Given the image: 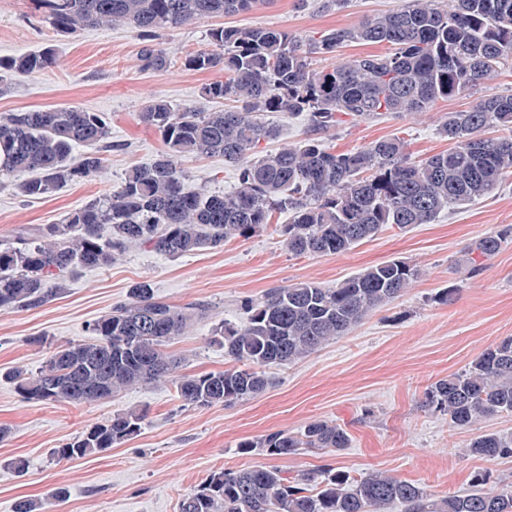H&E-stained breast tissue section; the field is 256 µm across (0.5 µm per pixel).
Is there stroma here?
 I'll return each instance as SVG.
<instances>
[{"label": "stroma", "mask_w": 512, "mask_h": 512, "mask_svg": "<svg viewBox=\"0 0 512 512\" xmlns=\"http://www.w3.org/2000/svg\"><path fill=\"white\" fill-rule=\"evenodd\" d=\"M401 0H348L324 12L299 0L233 16L209 18L160 32L171 64L162 71L141 68L142 43L130 27L89 28L76 35L56 31L35 0H0V59L51 48L54 63L16 78L0 95V113L29 108L79 106L108 113L112 149L104 170L40 198L19 193L14 179H0V239L28 228L61 222L70 211L111 193L131 167L152 163L161 137L140 114L151 100L174 108L209 109L206 84L217 71H190L185 56L206 48L208 29L222 25L266 27L303 38L356 26L395 8ZM512 93V65L476 92L438 100L428 112L394 118L348 120L327 139L336 151H354L399 136L413 157L448 151L438 133L441 116L468 109L475 96ZM190 190L224 193L236 171L223 157L184 161ZM512 224V179L494 194L406 230L383 227L351 249L326 256H295L269 230L239 237L217 248L173 258L133 245L112 266L83 269L63 290L36 309H0V374L12 368L37 370L58 346L88 339L87 327L127 301L130 288L149 282L156 298L209 311L169 345L187 374L221 371L231 359L213 338L221 321L242 324L243 303L268 289L300 281L333 287L369 267L398 259L420 266L421 277L401 296L368 314L347 334L288 365L268 367L267 390L232 405L197 407L182 402L166 383L132 388L101 402L74 406L23 399L0 377V512H15L24 497L40 498L56 487L70 491L49 512H179L182 497L215 471L276 464L289 474L330 463L360 476L382 472L417 483L434 498L469 488L475 472L488 476L487 490L512 485V458L488 461L471 455L470 442L491 431L512 432V414L457 428L447 415L425 408L436 380L468 369L485 350L512 337V242L484 259L472 274L468 250L480 238ZM145 412L141 431L106 451L58 460L54 448L117 414ZM314 420L345 428L347 448L330 457L301 448L270 459L262 449L241 452L239 444L267 433L300 432ZM25 459L28 469L11 466Z\"/></svg>", "instance_id": "obj_1"}]
</instances>
